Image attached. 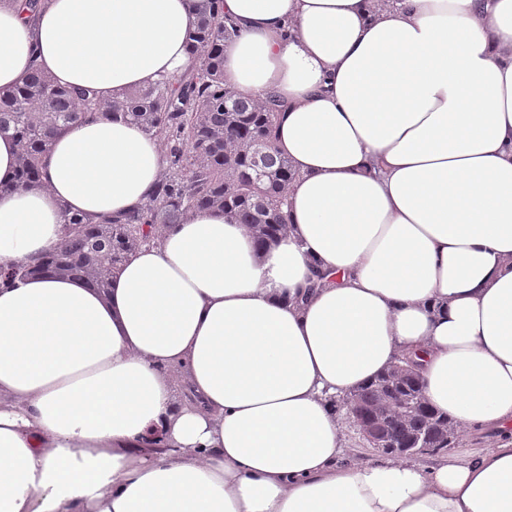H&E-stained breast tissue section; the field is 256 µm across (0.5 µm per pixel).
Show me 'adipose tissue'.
Masks as SVG:
<instances>
[{
    "mask_svg": "<svg viewBox=\"0 0 512 512\" xmlns=\"http://www.w3.org/2000/svg\"><path fill=\"white\" fill-rule=\"evenodd\" d=\"M223 4L225 82L279 102L288 229L261 247L195 212L109 295L0 288V512H512V0ZM192 24L190 0H0V93L179 76ZM164 165L136 126H73L0 196V267ZM413 352L429 406L492 448L347 454L332 397Z\"/></svg>",
    "mask_w": 512,
    "mask_h": 512,
    "instance_id": "adipose-tissue-1",
    "label": "adipose tissue"
}]
</instances>
